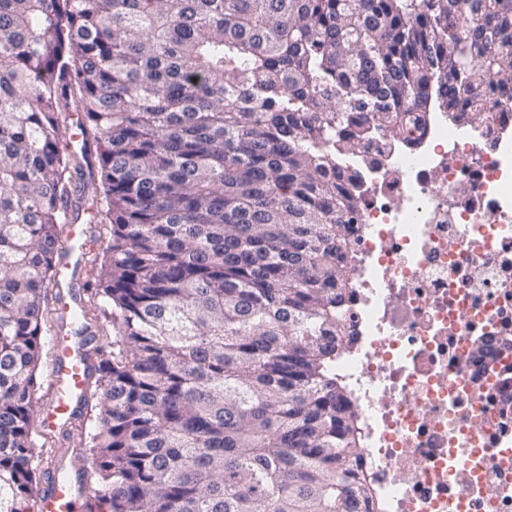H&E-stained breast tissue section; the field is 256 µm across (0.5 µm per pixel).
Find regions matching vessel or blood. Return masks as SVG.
Returning <instances> with one entry per match:
<instances>
[{
    "instance_id": "b4317fda",
    "label": "vessel or blood",
    "mask_w": 512,
    "mask_h": 512,
    "mask_svg": "<svg viewBox=\"0 0 512 512\" xmlns=\"http://www.w3.org/2000/svg\"><path fill=\"white\" fill-rule=\"evenodd\" d=\"M55 358L50 368V380L55 398L43 424L49 428L66 426L84 386L86 363L81 351L69 336L55 335ZM81 499L70 481L51 478L39 492V512H74Z\"/></svg>"
}]
</instances>
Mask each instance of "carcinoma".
I'll list each match as a JSON object with an SVG mask.
<instances>
[{
    "label": "carcinoma",
    "instance_id": "obj_1",
    "mask_svg": "<svg viewBox=\"0 0 512 512\" xmlns=\"http://www.w3.org/2000/svg\"><path fill=\"white\" fill-rule=\"evenodd\" d=\"M512 99V0H0V512H33L59 226L112 225L71 321L88 512H358L336 376L361 174L431 104ZM80 136L71 146L67 130ZM96 144L99 180L83 183Z\"/></svg>",
    "mask_w": 512,
    "mask_h": 512
}]
</instances>
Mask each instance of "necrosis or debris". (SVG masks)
<instances>
[{"instance_id":"1","label":"necrosis or debris","mask_w":512,"mask_h":512,"mask_svg":"<svg viewBox=\"0 0 512 512\" xmlns=\"http://www.w3.org/2000/svg\"><path fill=\"white\" fill-rule=\"evenodd\" d=\"M482 112L427 113L357 158V342L336 372L377 512H512V107Z\"/></svg>"}]
</instances>
